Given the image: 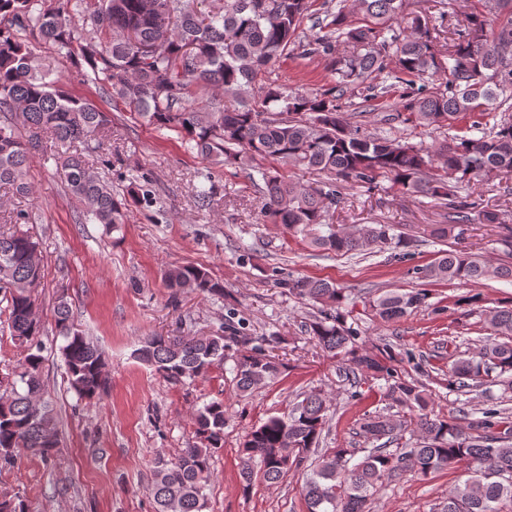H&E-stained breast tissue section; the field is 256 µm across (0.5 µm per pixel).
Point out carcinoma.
Returning <instances> with one entry per match:
<instances>
[{
  "label": "carcinoma",
  "mask_w": 512,
  "mask_h": 512,
  "mask_svg": "<svg viewBox=\"0 0 512 512\" xmlns=\"http://www.w3.org/2000/svg\"><path fill=\"white\" fill-rule=\"evenodd\" d=\"M316 0H0V112L19 116L0 123V188L27 197L28 167L46 134L57 147L56 171L65 191L82 204L83 217L115 227L126 221L129 203L151 201L131 182L127 195L93 170L88 156L112 139V119L91 100L77 96L40 69L33 42L86 65L91 79L111 88L112 97L157 129L180 134L200 156L249 170L261 197L257 222L282 227L336 256L370 255L415 240L391 234L390 224L329 223L345 183L370 186L387 180L403 194L431 199L464 220L476 208L461 195L470 184L512 173V122L480 137L465 130L437 145L370 132L349 121L353 111L386 109L381 122L415 129H441L472 112H495L512 99V0H481L483 9L453 28H431L405 13L406 0H336L308 35L304 21ZM402 26L397 30L394 25ZM330 57L334 85L290 92L271 78V68L288 57ZM395 70H388L389 61ZM420 83L395 95L399 85ZM325 173L330 181H293L285 169ZM260 179H255V175ZM214 185L196 190L208 209ZM16 213L0 225V288L8 292L11 336L25 351L10 381H0V472L14 467L21 450L43 460L59 448L58 423L46 399L41 324L29 287L41 283L42 255ZM320 227L322 231L315 232ZM431 282L477 283L512 280V264L495 263L456 248L441 251L419 269ZM173 292L224 296V284L195 264L165 271ZM288 293L319 305L305 332L322 352L345 363L354 375L383 380V400L402 415L372 412L359 419L366 439L391 443L419 434L413 447L372 448L353 461L352 448H321L329 399L313 389L292 409L252 428L239 450L240 479L248 492L257 479L278 484L292 471L310 467L302 493L307 512H371L385 483L406 474L428 478L466 462L471 476L448 490L442 512H504L512 504V410L486 409L467 424L435 413L425 384L398 374L390 348L375 352L359 343L342 309L343 289L325 280L290 279ZM420 290L388 289L369 302L383 320L421 306ZM478 294L458 303L480 311L493 330L489 343L448 364V390L499 385L512 392V304L485 309ZM56 336L69 388L93 402L109 387L107 360L74 322L68 290L56 292ZM275 346L253 343L240 323L227 319L211 336L143 338L136 358L171 384L184 385L234 361L237 389L250 394L275 380L285 363ZM224 401L213 400L193 423L202 448H184L158 459L148 494L155 512H206L210 460L224 447ZM0 512H27L22 499L0 492Z\"/></svg>",
  "instance_id": "carcinoma-1"
}]
</instances>
